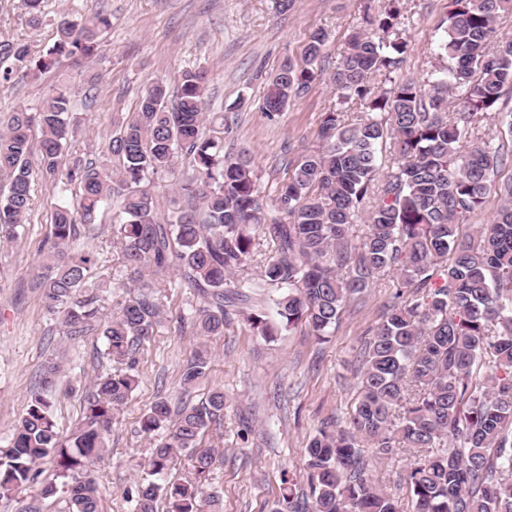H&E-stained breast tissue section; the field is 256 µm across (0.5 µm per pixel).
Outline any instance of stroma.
<instances>
[{"mask_svg":"<svg viewBox=\"0 0 512 512\" xmlns=\"http://www.w3.org/2000/svg\"><path fill=\"white\" fill-rule=\"evenodd\" d=\"M386 6L387 0H295L281 13L274 0H43V22L34 28L20 0H0V41L25 45L34 58L53 45L60 15L78 20L96 9L110 20L91 60L63 58L40 78L16 77L0 86V115L38 111L49 90L67 82L70 110L79 120L69 152L94 162L137 112L145 88L160 81L173 92L185 71H207V109L225 115L229 125L224 150L250 149L269 205L301 157L320 145L322 115L338 106L327 76L349 35L365 12ZM447 11L448 0H403L401 31L409 50L402 72L419 83H426L437 63L435 46ZM319 28L328 34L322 77L277 120H268L262 110L267 74L287 58L302 63L308 37ZM57 202L49 187L37 185L24 233L0 244V448L24 413L45 358L56 357L61 365L54 415L64 434L80 419L95 377L113 366L100 333L67 336L35 286ZM118 218V204H110L82 226L77 241L111 276L118 269L112 245ZM388 298L380 284L352 297L326 341L302 324L269 342L237 318L220 336L178 331L177 317L189 314L198 300L185 288L164 289L165 322L137 353L138 386L114 416L109 452L93 466L101 512H133L126 491L146 478L156 443L139 427L151 403L164 397L174 405H197L216 387L224 390V414L201 445L216 454L207 487L220 493L223 512H276L286 474L298 492L307 491L306 446L321 420L352 411L361 348ZM202 344L210 354L209 374L182 394L181 371Z\"/></svg>","mask_w":512,"mask_h":512,"instance_id":"obj_1","label":"stroma"}]
</instances>
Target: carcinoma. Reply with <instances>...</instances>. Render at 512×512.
Segmentation results:
<instances>
[{"mask_svg":"<svg viewBox=\"0 0 512 512\" xmlns=\"http://www.w3.org/2000/svg\"><path fill=\"white\" fill-rule=\"evenodd\" d=\"M29 24H41L42 0H22ZM402 5L390 0L366 13L329 81L337 100L363 103L353 120L339 109L324 113L322 146L302 158L282 183L271 207L259 200L249 150L224 153V121L204 111L208 75L183 73L176 102L156 82L139 110L110 139L107 163L62 159L77 122L70 89L57 86L37 112L17 109L0 121V235L16 239L31 210L34 175L62 195L79 190L83 220L90 223L111 198L121 200L114 225L127 296L100 325L108 355L127 368L97 377L82 419L66 436L57 430L51 398L34 390L28 407L0 448V498L35 482L38 465L52 477L42 499L67 489L68 512H99L92 476L108 450L112 419L138 385L135 354L161 323L159 294L188 288L200 300L179 330L222 336L240 316L269 341L298 323L322 339L336 325L347 299L377 282L390 298L371 329L357 370V402L345 424L328 419L306 448L310 499L294 500L284 487L285 512H400L374 485L366 449L379 459L409 452L404 482L409 512H512V181L498 185L499 206L490 223L473 233L464 223L490 193L491 176L509 161L504 143L480 129L503 90L512 88V38L498 20L512 0H450L447 25L436 44L442 61L429 89L396 75L408 51L399 31ZM100 11L77 23L57 22L47 55L29 57L26 46L0 43V85L21 72L36 76L61 57L91 59L102 29ZM326 35L310 34L306 66L287 59L267 78L263 109L274 121L288 103L310 89ZM384 73L383 86L373 78ZM40 135L37 158L31 136ZM470 143L460 150V143ZM393 165L381 173L378 147ZM189 172L177 178L171 209L161 214L149 185L175 174L178 158ZM364 220L357 242L350 228ZM73 210L55 206L51 235L41 246L42 289L48 312L61 316L69 336H81L99 314L97 258L74 252ZM272 244L255 279L234 280L261 242ZM210 355L198 348L180 379L185 392L209 372ZM224 413V390L198 405L171 407L160 398L140 420V430L165 436L152 451L149 475L127 491L134 512H221L220 498L203 490L215 462L199 448ZM190 453L196 477L165 476Z\"/></svg>","mask_w":512,"mask_h":512,"instance_id":"1","label":"carcinoma"}]
</instances>
